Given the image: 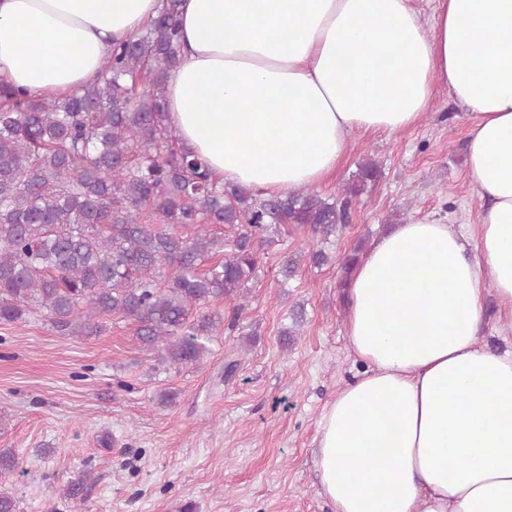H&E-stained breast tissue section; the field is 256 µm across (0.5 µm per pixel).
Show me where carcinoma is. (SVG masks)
Returning a JSON list of instances; mask_svg holds the SVG:
<instances>
[{"label": "carcinoma", "mask_w": 512, "mask_h": 512, "mask_svg": "<svg viewBox=\"0 0 512 512\" xmlns=\"http://www.w3.org/2000/svg\"><path fill=\"white\" fill-rule=\"evenodd\" d=\"M179 4L166 0L77 95L36 100L0 86V322L43 311L62 334L88 336L107 317L130 318L163 371L205 359L224 314L202 306L236 302L235 326L256 239L283 224L327 239L345 222V209L313 191L261 200L228 190L175 147L163 101L180 57ZM376 177L364 163L349 193ZM189 226L190 236L176 231Z\"/></svg>", "instance_id": "1"}]
</instances>
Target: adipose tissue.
<instances>
[{"instance_id":"ef3b65f1","label":"adipose tissue","mask_w":512,"mask_h":512,"mask_svg":"<svg viewBox=\"0 0 512 512\" xmlns=\"http://www.w3.org/2000/svg\"><path fill=\"white\" fill-rule=\"evenodd\" d=\"M162 0H0V83L42 99L93 83ZM166 123L213 178L285 197L335 175L355 135L395 133L436 85L470 121L473 226L394 224L355 263L349 349L363 366L318 422L331 512H512V0H181ZM499 308V299L489 292L484 298L485 321L481 339L491 346L504 349L512 344V331L506 334L501 331V323L498 321Z\"/></svg>"}]
</instances>
